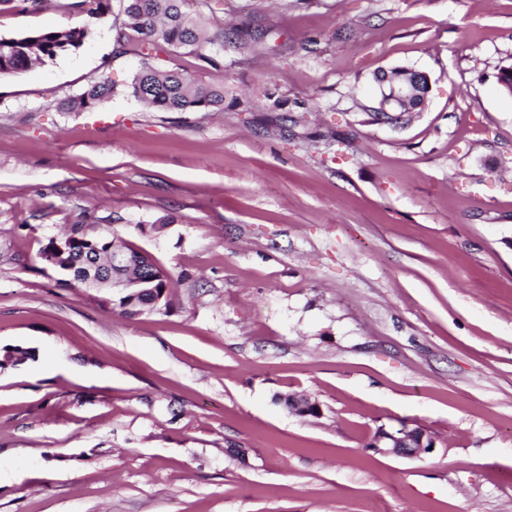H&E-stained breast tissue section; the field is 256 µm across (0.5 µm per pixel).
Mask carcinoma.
I'll return each mask as SVG.
<instances>
[{
	"label": "carcinoma",
	"mask_w": 512,
	"mask_h": 512,
	"mask_svg": "<svg viewBox=\"0 0 512 512\" xmlns=\"http://www.w3.org/2000/svg\"><path fill=\"white\" fill-rule=\"evenodd\" d=\"M124 15L141 35V41L153 49L190 48L201 57L218 62L219 52L229 38L221 30L211 38L200 37V21L187 8V0H120ZM70 7L90 15L105 17L112 13V0H73ZM90 37L84 28H61L36 32L17 38H0V77L13 75L33 63H45L73 53ZM130 94L149 106L166 112H209L224 109V88L193 79L179 70H162L149 63L132 79ZM114 87L106 77L89 83L80 94L62 102L68 112L90 111L112 97ZM117 239L108 236L93 238L82 225L75 224L63 237L50 238L42 259L50 265L67 263L77 268L88 267V261L105 258ZM129 290L112 301L113 306L128 316L152 309L150 301L158 298L169 303V275L148 257L132 252V265L126 273Z\"/></svg>",
	"instance_id": "cac0c4a2"
}]
</instances>
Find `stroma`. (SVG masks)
I'll return each mask as SVG.
<instances>
[{"label": "stroma", "mask_w": 512, "mask_h": 512, "mask_svg": "<svg viewBox=\"0 0 512 512\" xmlns=\"http://www.w3.org/2000/svg\"><path fill=\"white\" fill-rule=\"evenodd\" d=\"M68 2L0 7V38L91 34L0 78V347L35 352L0 370V512H512V0H190L206 35L269 32L216 67ZM146 61L223 110L129 96ZM397 66L431 90L391 124ZM74 224L148 253L169 306L43 261ZM403 423L435 450L371 448ZM114 87L107 77H98L91 81L80 94L69 96L62 102L67 112L90 111L112 97Z\"/></svg>", "instance_id": "1"}]
</instances>
